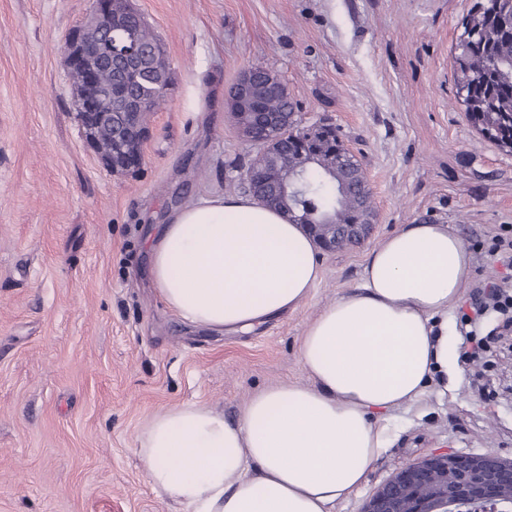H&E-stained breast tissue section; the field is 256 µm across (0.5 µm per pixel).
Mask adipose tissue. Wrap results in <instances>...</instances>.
<instances>
[{
    "label": "adipose tissue",
    "mask_w": 512,
    "mask_h": 512,
    "mask_svg": "<svg viewBox=\"0 0 512 512\" xmlns=\"http://www.w3.org/2000/svg\"><path fill=\"white\" fill-rule=\"evenodd\" d=\"M149 254L167 308L216 332L297 310L322 276L300 225L238 194L174 211ZM473 264L447 224H406L384 238L358 289L326 306L302 338L313 386L260 389L233 422L203 403L146 421L139 453L153 488L189 512H331L388 447L379 417L447 373L448 310Z\"/></svg>",
    "instance_id": "ef3b65f1"
}]
</instances>
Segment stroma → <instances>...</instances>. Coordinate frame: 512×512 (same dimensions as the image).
I'll return each instance as SVG.
<instances>
[{"instance_id": "stroma-1", "label": "stroma", "mask_w": 512, "mask_h": 512, "mask_svg": "<svg viewBox=\"0 0 512 512\" xmlns=\"http://www.w3.org/2000/svg\"><path fill=\"white\" fill-rule=\"evenodd\" d=\"M473 0H132L162 39L173 87L138 169L88 147L62 51L89 0H0V512H183L155 491L137 436L203 402L237 419L258 389L312 385L298 356L319 312L360 282L369 246L404 224H447L466 245L512 225V153L457 93ZM278 72L302 123L332 122L359 158L377 220L368 244L322 252L296 311L246 333L181 321L150 283L146 240L176 209L230 191L256 153L226 92ZM449 373L385 421L390 446L332 512H362L424 456L512 461V394L491 406Z\"/></svg>"}]
</instances>
